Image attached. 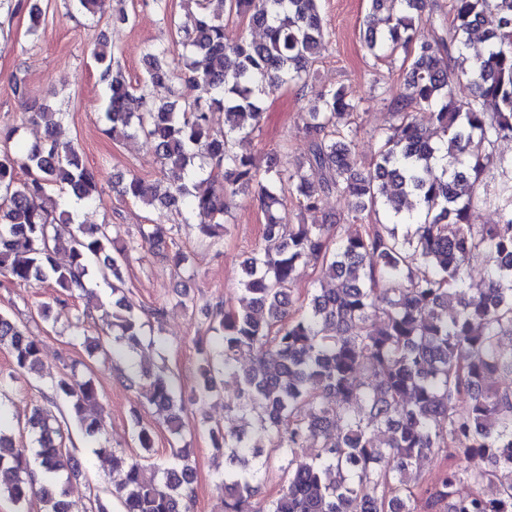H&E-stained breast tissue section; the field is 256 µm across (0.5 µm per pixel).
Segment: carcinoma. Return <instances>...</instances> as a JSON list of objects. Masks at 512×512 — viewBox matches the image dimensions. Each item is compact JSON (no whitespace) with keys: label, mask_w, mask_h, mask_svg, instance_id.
I'll return each instance as SVG.
<instances>
[{"label":"carcinoma","mask_w":512,"mask_h":512,"mask_svg":"<svg viewBox=\"0 0 512 512\" xmlns=\"http://www.w3.org/2000/svg\"><path fill=\"white\" fill-rule=\"evenodd\" d=\"M181 2L184 19L173 22L179 51H146L140 83L129 82L106 39L99 38L93 58L107 84L104 132L149 142L163 176L151 187L132 176L121 182L122 197L157 210L188 209L213 245L226 233L225 199L251 192L264 213L261 245L244 260L239 281L249 307L200 310L211 339L197 349L190 401L223 389L229 375L239 384L224 426L209 429L213 449L228 463L216 485L224 512H512V392L496 385L512 377V345L502 343L512 336V159L498 151L512 140V0H448L439 22L423 15L426 0H370L368 53L377 59L401 50L408 64L395 122L376 134L378 151L369 162L357 151V105L339 86L318 93L303 117L307 154L264 169L250 135L271 95L312 79L330 41L320 0ZM15 8L27 12L28 32L37 34V4L15 0ZM233 15L263 28L264 39L229 37L224 17ZM424 21L434 25V37L414 48ZM477 31L484 53L461 71L475 92L460 103L447 60L463 57ZM183 78L199 90L188 106L176 88ZM414 108L430 111L428 125ZM216 111L225 116L222 132L210 127ZM28 121L43 124L44 137L21 159L0 151V282H48L62 306L81 290L84 311L74 316L71 335L108 360L118 345L142 343L144 309L122 289L130 248L117 245L109 225L73 229L70 206L46 205L55 187L92 202L100 173L63 138L60 113L33 105ZM494 170L503 179L480 191ZM330 192L351 198L348 214L320 213ZM286 202L310 221L286 229L278 215ZM479 203L497 211V223L471 222ZM376 208L386 222L360 223L362 212ZM399 224L408 225L402 235ZM344 225L354 226L345 237ZM174 235L167 224L141 231L143 243L159 251ZM62 248L65 266L56 260ZM480 257L491 273L474 283L468 271ZM307 261L332 287L300 295L295 273ZM88 264L112 287V310L103 313L97 340L85 337L84 317L103 304L75 275ZM0 346L12 357L11 377L40 371L42 340L2 311ZM244 354L255 365L240 372ZM127 382L182 441L186 401L170 377L145 373ZM97 395L92 372L73 367L60 375L26 421L33 450L15 445L0 412V498L21 508L37 497L46 512H73L65 485L79 477L81 462L65 448L51 410L64 399L95 455L124 473L106 497H95L92 512H112L114 497L123 512H189L195 471L187 445L171 448L162 465L142 463L154 435L136 414L141 454L112 447L94 416ZM266 448L280 462L278 490L255 511L250 503L270 471ZM457 453L474 466H455ZM430 454L442 460L438 482L416 493L414 465ZM464 483L471 490L461 494Z\"/></svg>","instance_id":"1"}]
</instances>
